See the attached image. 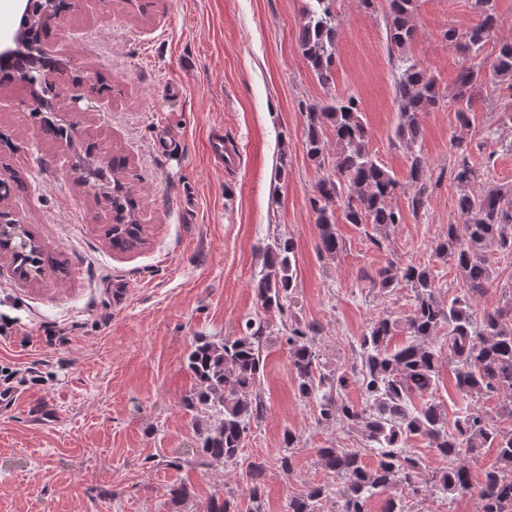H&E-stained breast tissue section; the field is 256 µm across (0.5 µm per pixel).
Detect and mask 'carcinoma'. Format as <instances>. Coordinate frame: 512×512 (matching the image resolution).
<instances>
[{
  "label": "carcinoma",
  "mask_w": 512,
  "mask_h": 512,
  "mask_svg": "<svg viewBox=\"0 0 512 512\" xmlns=\"http://www.w3.org/2000/svg\"><path fill=\"white\" fill-rule=\"evenodd\" d=\"M299 45L302 55L318 82L328 85L336 63L339 28L332 11L333 0H307ZM417 0H386L389 11L390 44L401 52L395 96L399 103V121L395 137L407 150L408 184L411 205L416 212L428 202L424 179V157L416 150L422 137L418 119L440 104L436 80L403 55L414 39L413 17ZM482 21L465 32L451 27L444 33L448 44L471 63L462 68L450 104L459 123L469 125L479 89L486 82L482 63L477 61L483 46L491 39L497 25L494 0H474ZM493 78L509 82L512 90V43L499 45L490 64ZM307 156L323 170L312 198L321 250L333 257L343 249L336 228L335 212H341L346 224H370L388 235L401 223L398 210L388 199L399 181L368 149V130L358 100L350 95L330 102L305 106ZM332 131L336 152L330 153L324 129ZM480 179V172L464 159L454 174L460 194L457 208L459 224L448 225L445 237L435 246L439 259L452 262L459 272L464 294L444 303L435 293L433 267L393 262L367 275L371 284L383 290L403 283L414 293V310L405 318L380 316L371 322L357 342L360 368H351L364 394L358 407L342 397L346 373L326 367L315 350L316 330L299 323L288 327L291 368L300 396L319 401L320 422L357 429L376 450V462L368 465L360 448H320V464L341 481V487L314 485L292 496L288 512H321L322 503L336 496L337 512H368L370 497L390 492L384 512H405L406 495L415 498L442 494H462L471 490L468 459L484 448L497 449L495 466L484 472L481 481L479 512H512V429L492 423L487 413L476 406H466L448 429L438 405L427 403L412 407L414 397L433 393L439 380L442 349L435 340L446 330L448 363L454 366L455 383L465 397L504 396L499 417L512 420V296L503 306L476 318L470 301L482 296L493 284L489 256L494 252L512 256V189L489 185L474 195L470 186ZM112 249L125 252L144 244L143 236H110ZM293 261L294 246L280 238L264 249L265 273L258 281L257 294L267 308H281V300L296 287ZM404 333L407 342L391 346L392 339ZM266 326L251 320L239 336H226L220 342L200 337L187 356V367L195 381L184 402L188 410L214 409L217 422L199 427L195 454L208 466L234 464L244 447L252 423L265 411L260 391L264 368L262 346ZM422 437L440 455L448 459V468L429 480L419 478L420 463L407 448L414 437ZM263 465L254 464L250 488L251 512H260Z\"/></svg>",
  "instance_id": "1"
}]
</instances>
